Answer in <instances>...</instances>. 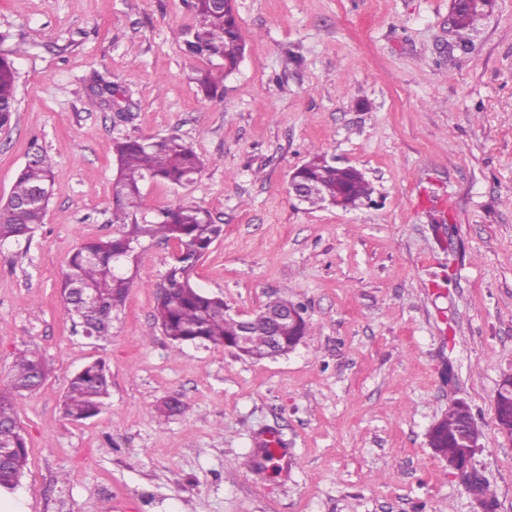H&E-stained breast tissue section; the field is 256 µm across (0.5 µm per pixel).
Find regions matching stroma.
I'll use <instances>...</instances> for the list:
<instances>
[{
	"instance_id": "obj_1",
	"label": "stroma",
	"mask_w": 512,
	"mask_h": 512,
	"mask_svg": "<svg viewBox=\"0 0 512 512\" xmlns=\"http://www.w3.org/2000/svg\"><path fill=\"white\" fill-rule=\"evenodd\" d=\"M450 4L236 0L246 49L228 75L183 54L182 0H0L18 74L0 198L33 141L55 181L32 238L0 247V388L19 352L48 366L17 398L31 512H482L426 437L457 400L481 431L472 467L492 512H512V437L494 413L512 374V0H490L464 45ZM97 75L128 92L127 117L91 101ZM170 135L204 166L186 187L146 183L145 209L211 211L224 235L194 283L244 316L300 305L311 332L288 355L173 348L153 326L175 251L162 241L132 268L110 336L69 314L68 259L113 231L114 143ZM316 155L361 171L369 200L298 204L290 176ZM97 360L107 406L66 419L69 377ZM269 432L283 453L255 466Z\"/></svg>"
}]
</instances>
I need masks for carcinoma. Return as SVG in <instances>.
Masks as SVG:
<instances>
[{
    "label": "carcinoma",
    "instance_id": "carcinoma-1",
    "mask_svg": "<svg viewBox=\"0 0 512 512\" xmlns=\"http://www.w3.org/2000/svg\"><path fill=\"white\" fill-rule=\"evenodd\" d=\"M195 25L180 32L182 51L194 58L223 61L224 71L233 72L243 56L245 41L233 0H185ZM486 6V0H456L451 23L461 44ZM98 104L112 100V84L102 78L90 86ZM17 112L16 69L0 55V129L11 126ZM117 177L113 186L112 236L87 242L69 258L59 283L69 313L84 333L102 338L110 333L112 316L124 306L132 278L130 265L137 264L143 251L137 246L147 240L172 242L177 252L161 282L155 285L154 325L176 345L184 343L222 345L235 348L242 330L241 316H233L224 298L204 292L192 282V275L211 246L223 236L224 225L215 222L210 211L192 203H179L150 216L143 207L142 186L146 181H164L177 186L194 182L203 160L177 136L159 139L126 138L114 144ZM298 174L315 184L307 205L321 208L342 199L355 207L370 195L357 169H347L315 158L298 168ZM54 191L53 164L44 149L32 142L27 160L13 187L0 200V244L28 239L44 222ZM273 323L258 321L248 336L249 350L263 352L270 345ZM306 321L295 328H277L280 346L299 343L308 335ZM46 374L35 351L19 353L12 365L9 387L0 389V489L13 490L28 465V450L19 426L16 396L35 390ZM109 376L104 362L95 361L72 375L62 402V412L71 420H84L101 412L110 396ZM497 425H512V397L497 393L494 399ZM470 427L473 440L480 437L469 406L456 402L428 433L435 453L460 469L470 490L484 508L493 502L489 484L469 470L474 449L459 438Z\"/></svg>",
    "mask_w": 512,
    "mask_h": 512
}]
</instances>
